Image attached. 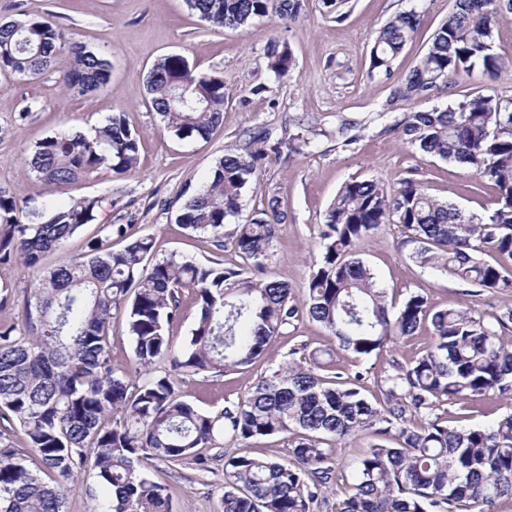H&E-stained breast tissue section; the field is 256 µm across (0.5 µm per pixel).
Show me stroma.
<instances>
[{
  "label": "stroma",
  "instance_id": "obj_1",
  "mask_svg": "<svg viewBox=\"0 0 512 512\" xmlns=\"http://www.w3.org/2000/svg\"><path fill=\"white\" fill-rule=\"evenodd\" d=\"M452 0H345L339 13L322 0H304L294 22L264 17L239 29L212 28L189 14L184 0H0V20L23 13L40 19L56 15L76 42L104 52L112 77L98 90L80 95L63 84L61 70L34 79L0 77V186L29 199L31 206L53 210L72 199L98 196L107 204L94 222L39 264H0V283L12 284L14 300L0 306V326L23 333V299L44 271L68 262L85 249L87 238L103 224H135L155 242L154 259L169 256L227 267L241 265L233 248L216 249L211 238L193 234L176 222L185 184L201 188L225 148L247 131L260 127L272 139L308 128L310 145L288 161L264 160L243 198V217L260 209L270 194H278L287 212L279 225L266 276L288 282L303 296L312 263L321 248L325 213L340 187L351 179H380L386 183L410 177L422 182L434 198L453 203L465 214L484 215L495 206L496 190L460 165L421 155L395 132L405 113L444 109L461 95L512 91V15L494 31L495 49L506 65L499 80L461 77L451 88L423 99H394L395 87L426 53L435 30L447 19ZM415 12L420 25L393 63L392 75L369 68L372 33L403 12ZM288 46L294 59L289 75L278 76L267 66L271 43ZM180 55L201 73L224 78V121L207 141L178 139L165 131L154 112L146 87L150 68L160 59ZM29 111L26 121L18 112ZM115 112L125 113L141 136L140 161L124 175L105 171L57 188L44 185L24 171V158L36 143L61 130L90 131L104 125ZM345 126V137L336 129ZM405 233L397 224H384L366 238L358 254L377 273L382 287L397 294L423 291L433 308H464L476 317L512 310V291L474 292L448 275L421 269L410 258ZM426 334L400 339L378 354L358 359L340 351L319 323L308 320L286 327L273 339L266 356L247 368L228 373L172 372L169 361L156 373L172 372L182 398L205 412L238 401L278 366L295 361L310 365L313 358L333 352L336 367L360 375L365 395L377 398V382L391 360L414 357ZM451 425L492 426L512 413V396L491 401H441ZM234 441L220 437L207 449L206 467L186 460L170 468L157 461L141 465L144 473L166 485L174 512H221L224 455ZM106 489L92 466H85L66 512H97Z\"/></svg>",
  "mask_w": 512,
  "mask_h": 512
}]
</instances>
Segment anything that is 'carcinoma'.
I'll use <instances>...</instances> for the list:
<instances>
[{"mask_svg":"<svg viewBox=\"0 0 512 512\" xmlns=\"http://www.w3.org/2000/svg\"><path fill=\"white\" fill-rule=\"evenodd\" d=\"M502 0H454L448 19L394 93L423 98L475 71L499 77L494 51ZM190 13L218 28L255 18L292 21L302 0H186ZM420 18L402 13L375 33L370 69L389 77L412 40ZM69 56L68 87L85 95L106 84L112 63L75 41L58 22L43 18L0 23V75L35 76ZM293 66L288 46L268 52L278 76ZM147 91L164 128L181 140H206L223 123L224 77L198 73L182 56L151 68ZM414 150L465 165L497 187V206L465 215L429 195L411 178L389 188L378 179L345 182L326 212L321 251L306 297L291 286L257 278L276 227L286 221L273 193L260 213L236 225L230 244L250 267H224L166 257L152 260L155 243L134 224H104L85 250L47 272L27 293V335L0 329V512H65L78 476L94 457L107 489L98 512H171L166 487L140 470L141 461L203 467L198 453L229 434L235 441L281 435L288 456L246 450L224 455L222 512H312L336 478L337 442L361 431L375 437L358 463L350 493L334 512H494L512 498V414L489 428H457L436 412L447 400H490L512 395V348L498 330L512 310L490 319L462 308L433 310L422 291L400 305L381 287L374 269L356 254L382 224H399L410 258L422 268L492 291H512V96L467 95L444 110L409 112L395 124ZM307 144L298 133L270 142L251 132L224 150L202 189L187 195L177 222L208 234L224 247V224L242 213L243 197L269 154L288 156ZM140 135L124 113L112 114L88 135L60 131L27 154L26 174L55 187L101 170L125 174L136 167ZM103 200L80 197L48 214L0 187V264L33 267L95 220ZM116 242L123 243L119 249ZM193 293L197 317L180 350L170 329L182 319V294ZM125 317L132 364H112L109 326ZM304 318L335 338L338 348L368 358L387 344L425 329L429 342L415 358L394 359L378 381L382 401L336 371L335 361L310 367L292 362L262 378L244 398L217 412L183 400L170 375L157 376L166 359L194 373L230 372L267 354L284 327ZM37 470L28 467L29 458Z\"/></svg>","mask_w":512,"mask_h":512,"instance_id":"1","label":"carcinoma"}]
</instances>
